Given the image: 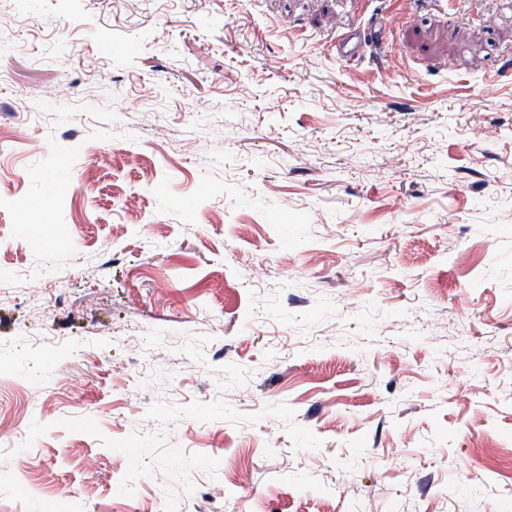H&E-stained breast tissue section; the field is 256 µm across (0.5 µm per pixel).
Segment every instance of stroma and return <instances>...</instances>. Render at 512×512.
Wrapping results in <instances>:
<instances>
[{"instance_id":"35a3bbf8","label":"stroma","mask_w":512,"mask_h":512,"mask_svg":"<svg viewBox=\"0 0 512 512\" xmlns=\"http://www.w3.org/2000/svg\"><path fill=\"white\" fill-rule=\"evenodd\" d=\"M1 278L0 512H512V0H0Z\"/></svg>"}]
</instances>
